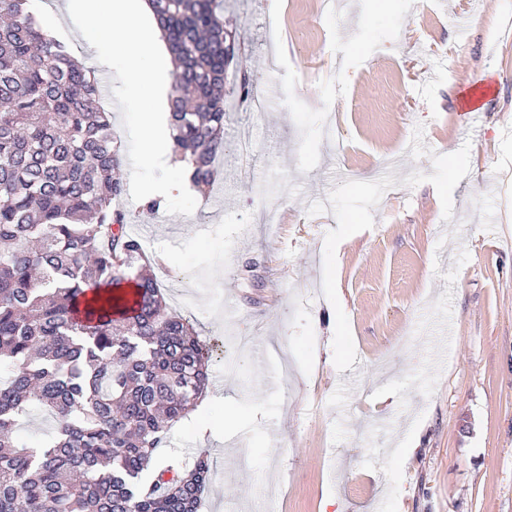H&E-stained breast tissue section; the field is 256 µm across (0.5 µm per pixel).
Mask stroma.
<instances>
[{
  "mask_svg": "<svg viewBox=\"0 0 512 512\" xmlns=\"http://www.w3.org/2000/svg\"><path fill=\"white\" fill-rule=\"evenodd\" d=\"M381 1L224 0L212 191L125 209L224 345L213 431L158 450L208 451L199 512H254L273 471L270 512H512V0L464 38L471 0ZM32 10L92 58L65 0Z\"/></svg>",
  "mask_w": 512,
  "mask_h": 512,
  "instance_id": "35a3bbf8",
  "label": "stroma"
}]
</instances>
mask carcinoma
<instances>
[{"mask_svg": "<svg viewBox=\"0 0 512 512\" xmlns=\"http://www.w3.org/2000/svg\"><path fill=\"white\" fill-rule=\"evenodd\" d=\"M149 3L171 150L205 195L224 152V0ZM100 96L30 0H0V512H198L210 479L205 451L149 476L215 349L169 310L113 206L122 157ZM32 406L57 419L43 448L15 436Z\"/></svg>", "mask_w": 512, "mask_h": 512, "instance_id": "cac0c4a2", "label": "carcinoma"}]
</instances>
